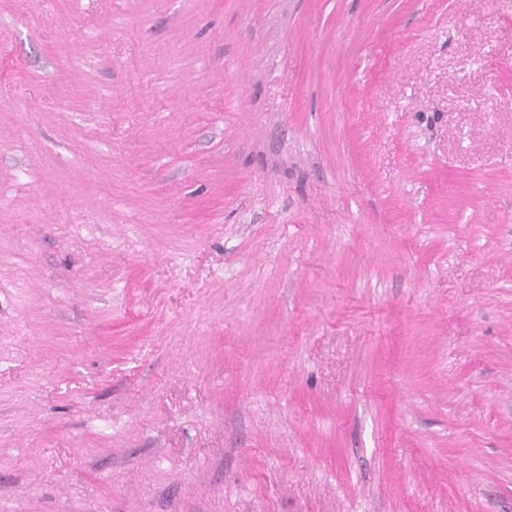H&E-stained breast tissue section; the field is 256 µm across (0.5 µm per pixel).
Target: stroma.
<instances>
[{
  "instance_id": "1",
  "label": "stroma",
  "mask_w": 512,
  "mask_h": 512,
  "mask_svg": "<svg viewBox=\"0 0 512 512\" xmlns=\"http://www.w3.org/2000/svg\"><path fill=\"white\" fill-rule=\"evenodd\" d=\"M0 512H512V0H0Z\"/></svg>"
}]
</instances>
